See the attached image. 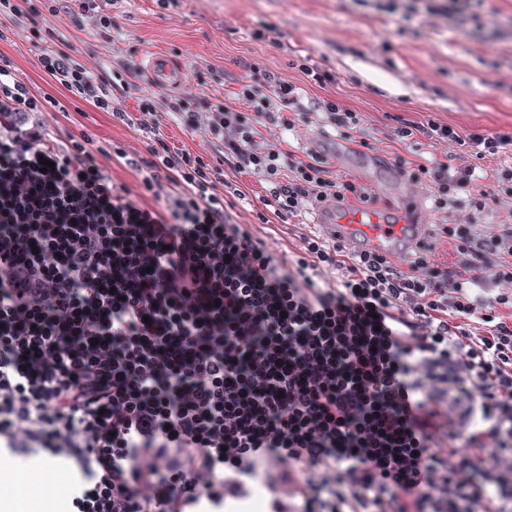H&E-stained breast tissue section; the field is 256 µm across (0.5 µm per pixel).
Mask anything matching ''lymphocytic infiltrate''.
I'll return each mask as SVG.
<instances>
[{"instance_id": "f902f5d3", "label": "lymphocytic infiltrate", "mask_w": 512, "mask_h": 512, "mask_svg": "<svg viewBox=\"0 0 512 512\" xmlns=\"http://www.w3.org/2000/svg\"><path fill=\"white\" fill-rule=\"evenodd\" d=\"M56 41L44 72L137 127L145 155L113 158L152 200H132L87 140L51 139L42 98L0 54V449L72 462L69 512H220L249 481L269 512H512V225L445 227L453 269L428 246L403 273L307 234L281 267L226 213L241 191L225 171L257 176L281 219L368 196L322 159L257 148L260 125L309 119L297 86L254 67L237 91L251 111L168 103L218 166L169 143L151 96L119 107L129 63L96 71ZM419 133L480 157L512 147L434 121L396 129ZM410 175L440 208L512 201V167L483 179L439 160Z\"/></svg>"}]
</instances>
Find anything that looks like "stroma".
Returning a JSON list of instances; mask_svg holds the SVG:
<instances>
[{
  "mask_svg": "<svg viewBox=\"0 0 512 512\" xmlns=\"http://www.w3.org/2000/svg\"><path fill=\"white\" fill-rule=\"evenodd\" d=\"M15 12L0 14V53L46 97L48 132L63 140L87 134L101 151L95 159L109 167L132 198L143 199L140 176L117 165L112 147L145 154L135 128L111 118L82 99L63 95L44 73L39 59L55 44L57 17L51 0H12ZM442 0H101L111 28L86 19L69 28V53L95 68L113 59L135 63L131 89L123 100L133 110L137 97L158 102L183 99L190 107L223 97L255 64L302 90L305 105L330 98L358 112L363 124L341 134L317 119L299 124L290 136L297 159L321 157L333 177L364 186L370 198L350 199L383 213L387 220L426 225L439 261L457 266L460 256L441 233L442 226L477 224L485 233L512 222V209L487 201L484 209L438 210L426 181L400 172L397 157L428 162L452 160L478 171L495 170L500 160L471 156L463 147L419 137L406 144L396 136L399 119L447 124L460 133L512 135V0H462L458 10L440 8ZM164 53L182 65L187 80L178 87L152 82L146 68L151 53ZM328 74L325 86L308 78L305 68ZM235 183L251 202L232 208L282 262L301 234L318 233L309 210L295 217H257L263 188L257 177L238 174Z\"/></svg>",
  "mask_w": 512,
  "mask_h": 512,
  "instance_id": "stroma-1",
  "label": "stroma"
}]
</instances>
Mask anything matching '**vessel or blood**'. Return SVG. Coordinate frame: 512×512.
I'll use <instances>...</instances> for the list:
<instances>
[{
    "label": "vessel or blood",
    "instance_id": "vessel-or-blood-1",
    "mask_svg": "<svg viewBox=\"0 0 512 512\" xmlns=\"http://www.w3.org/2000/svg\"><path fill=\"white\" fill-rule=\"evenodd\" d=\"M150 77L162 85H179L185 80L183 67L166 64L163 58H151ZM325 238L346 244L351 250L374 249L389 254H405L423 241L425 227L421 224H390L369 210L351 211L323 203L319 218Z\"/></svg>",
    "mask_w": 512,
    "mask_h": 512
}]
</instances>
